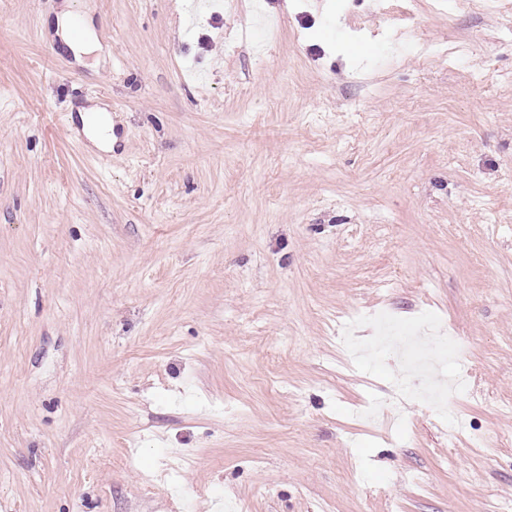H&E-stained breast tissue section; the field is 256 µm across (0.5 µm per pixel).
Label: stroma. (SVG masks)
I'll list each match as a JSON object with an SVG mask.
<instances>
[{
  "label": "stroma",
  "mask_w": 512,
  "mask_h": 512,
  "mask_svg": "<svg viewBox=\"0 0 512 512\" xmlns=\"http://www.w3.org/2000/svg\"><path fill=\"white\" fill-rule=\"evenodd\" d=\"M55 8L0 0V512H512V5L74 0L93 69ZM47 28L49 35L52 34L53 39H58L80 62L91 56L97 57L101 50L93 34V26L90 19H85L83 36L80 38L74 36V13L69 0L60 2L55 13V19ZM107 111L98 106L92 105L83 109L80 114L82 127L91 142L98 148L111 149L112 147V121L107 116ZM95 113L97 116L94 121H90V115ZM383 327L382 335L392 332L395 336L394 347L409 356L407 363V374L410 378L416 380L419 386H422V396L435 406H443L448 400V390H442L436 382V372L433 362L427 358L419 344L416 343L414 336L400 329L387 330L393 327L392 321L381 317L378 318Z\"/></svg>",
  "instance_id": "1"
}]
</instances>
